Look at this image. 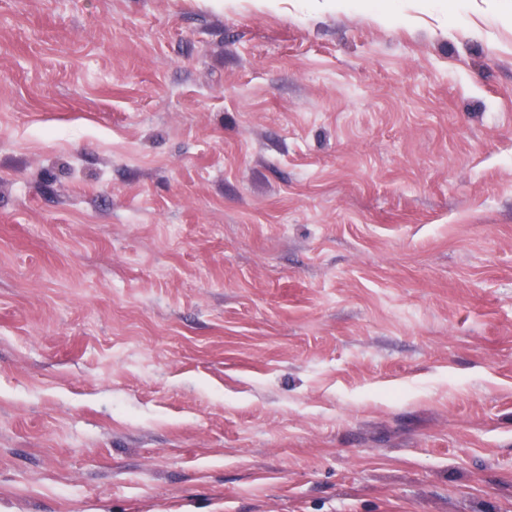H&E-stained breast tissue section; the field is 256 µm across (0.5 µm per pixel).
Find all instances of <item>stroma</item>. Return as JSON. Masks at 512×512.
<instances>
[{
  "label": "stroma",
  "mask_w": 512,
  "mask_h": 512,
  "mask_svg": "<svg viewBox=\"0 0 512 512\" xmlns=\"http://www.w3.org/2000/svg\"><path fill=\"white\" fill-rule=\"evenodd\" d=\"M497 1L0 0V512H512Z\"/></svg>",
  "instance_id": "stroma-1"
}]
</instances>
